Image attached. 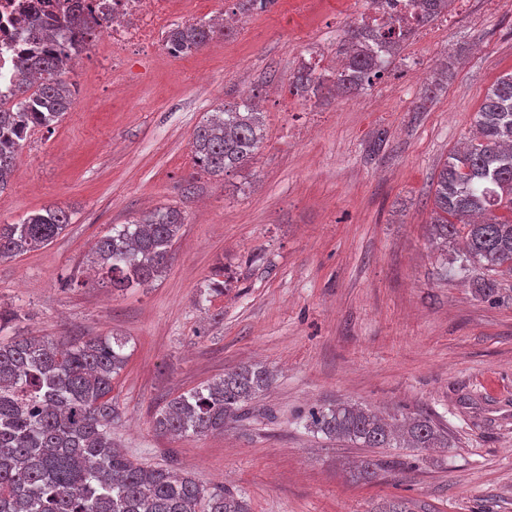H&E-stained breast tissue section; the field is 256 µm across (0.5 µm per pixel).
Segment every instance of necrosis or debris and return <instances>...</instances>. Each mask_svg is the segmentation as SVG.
Returning <instances> with one entry per match:
<instances>
[{"label": "necrosis or debris", "mask_w": 512, "mask_h": 512, "mask_svg": "<svg viewBox=\"0 0 512 512\" xmlns=\"http://www.w3.org/2000/svg\"><path fill=\"white\" fill-rule=\"evenodd\" d=\"M210 0H197L196 10L185 8V0H0V106L10 107L15 85L22 75L20 61L31 52L27 28L46 12H53L57 25L48 29L56 40L74 39L79 55H86L93 42L103 54L121 64L136 47L166 50L163 39L173 16L182 22L201 21ZM422 0H364L359 23L375 28L404 19L415 24Z\"/></svg>", "instance_id": "4bbe7bcc"}]
</instances>
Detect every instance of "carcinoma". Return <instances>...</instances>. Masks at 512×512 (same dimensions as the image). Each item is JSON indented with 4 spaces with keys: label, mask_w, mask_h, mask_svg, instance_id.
<instances>
[{
    "label": "carcinoma",
    "mask_w": 512,
    "mask_h": 512,
    "mask_svg": "<svg viewBox=\"0 0 512 512\" xmlns=\"http://www.w3.org/2000/svg\"><path fill=\"white\" fill-rule=\"evenodd\" d=\"M215 27L199 23L169 30L167 42L189 53L206 44ZM373 38L353 25L339 49L337 94L372 85L388 60L363 47ZM44 43L23 61L13 108L0 111V195L10 185L17 155L35 127L49 128L71 108L64 75L74 58L61 42ZM308 99L325 95L314 66L294 75ZM476 137L448 154L435 184L433 222L443 241L458 236L465 247L459 270H484L476 292H500L498 275L512 274V71L496 78L476 112ZM264 140L253 98L225 105L198 125L190 147L196 165L213 177L251 162ZM70 224L61 208L31 212L19 224H0V258L22 255L53 241ZM185 224L171 206L158 207L101 237L92 263L114 290L148 283L163 272ZM18 318L0 308V512H250L244 497L223 486L208 488L192 475L145 466L112 442V381L125 367L128 340L100 336L86 341L8 334ZM273 374L262 364L224 372V377L172 399L155 416L163 434L205 436L243 420L250 402ZM306 427L356 448L448 447V436L416 416L397 428L351 403L314 408Z\"/></svg>",
    "instance_id": "cac0c4a2"
}]
</instances>
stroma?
<instances>
[{"mask_svg":"<svg viewBox=\"0 0 512 512\" xmlns=\"http://www.w3.org/2000/svg\"><path fill=\"white\" fill-rule=\"evenodd\" d=\"M353 0H272L185 57L97 53L66 79L72 108L31 130L0 195V224L55 206L71 222L49 245L0 260V306L15 331L117 334L128 362L112 385V440L150 466L242 494L251 512H512V298L481 299L459 244L434 243L433 182L472 135L487 88L512 71V0H468L430 25L351 97L291 90L309 50L335 67ZM256 93L266 138L251 163L209 176L196 126ZM185 224L162 275L114 291L93 284L99 237L155 208ZM224 291L207 294L216 266ZM260 362L274 373L248 418L207 436L156 433L171 399ZM386 418L431 415L445 452L367 449L305 426L336 402Z\"/></svg>","mask_w":512,"mask_h":512,"instance_id":"stroma-1","label":"stroma"}]
</instances>
